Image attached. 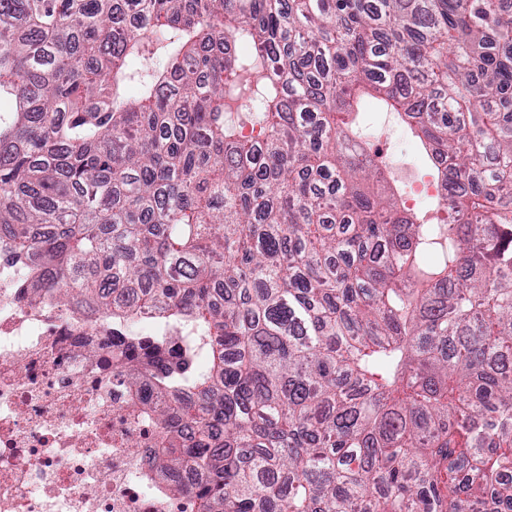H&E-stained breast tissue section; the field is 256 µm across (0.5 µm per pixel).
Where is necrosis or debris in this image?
Masks as SVG:
<instances>
[{
	"instance_id": "obj_1",
	"label": "necrosis or debris",
	"mask_w": 512,
	"mask_h": 512,
	"mask_svg": "<svg viewBox=\"0 0 512 512\" xmlns=\"http://www.w3.org/2000/svg\"><path fill=\"white\" fill-rule=\"evenodd\" d=\"M374 146L379 179L402 183L408 209L436 199V221L447 223L435 183L393 158L390 140ZM16 280L1 264L0 512H192L172 488L196 485L195 466L159 475L162 428L135 407L128 381L89 355L104 318L61 311L49 294L29 301Z\"/></svg>"
}]
</instances>
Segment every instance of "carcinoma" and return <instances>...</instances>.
I'll list each match as a JSON object with an SVG mask.
<instances>
[{
	"mask_svg": "<svg viewBox=\"0 0 512 512\" xmlns=\"http://www.w3.org/2000/svg\"><path fill=\"white\" fill-rule=\"evenodd\" d=\"M367 97L457 223L373 190ZM1 101L6 263L112 318L194 512H512L506 0H0Z\"/></svg>",
	"mask_w": 512,
	"mask_h": 512,
	"instance_id": "cac0c4a2",
	"label": "carcinoma"
}]
</instances>
